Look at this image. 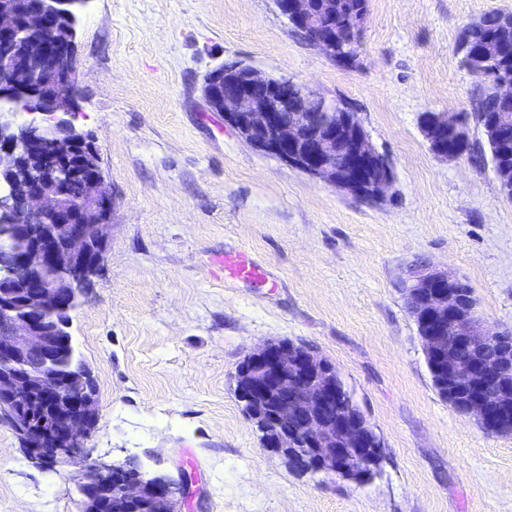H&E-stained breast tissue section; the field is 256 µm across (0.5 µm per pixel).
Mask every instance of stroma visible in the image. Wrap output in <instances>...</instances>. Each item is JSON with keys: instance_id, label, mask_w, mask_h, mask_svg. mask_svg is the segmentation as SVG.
<instances>
[{"instance_id": "obj_1", "label": "stroma", "mask_w": 512, "mask_h": 512, "mask_svg": "<svg viewBox=\"0 0 512 512\" xmlns=\"http://www.w3.org/2000/svg\"><path fill=\"white\" fill-rule=\"evenodd\" d=\"M512 0H368L354 66L316 49L273 0H88L76 123L95 137L112 208L102 259L71 314L94 379L93 456L188 479L180 512H512V434L435 389L405 287L441 268L472 286L488 332L512 331V203L481 128L436 157L428 112L472 111L459 37ZM244 61L341 102L394 169L372 203L242 141L203 95ZM242 252L264 281L223 279ZM315 348L341 373L385 459L364 486L288 469L235 394L268 341ZM81 466L27 458L0 423V512H80Z\"/></svg>"}]
</instances>
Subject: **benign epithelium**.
Wrapping results in <instances>:
<instances>
[{
    "instance_id": "7a95c632",
    "label": "benign epithelium",
    "mask_w": 512,
    "mask_h": 512,
    "mask_svg": "<svg viewBox=\"0 0 512 512\" xmlns=\"http://www.w3.org/2000/svg\"><path fill=\"white\" fill-rule=\"evenodd\" d=\"M273 2L332 60L342 43L362 34L361 17L336 26L324 22L311 0ZM85 6L86 0H32L22 8L18 0H0V101L12 116L0 120V168H13L0 192V267L19 276L17 286L0 287V421L15 431L34 464H82L80 494L87 500L109 490L104 512H135L137 506L175 512L189 481L132 476L122 461L91 457L85 441L98 414L96 392L71 395L66 375L54 366L56 355L76 352L72 336L59 335L48 319L62 306L80 304L99 263L111 207L94 138L73 122L75 43L68 35L41 40L62 14L77 24ZM491 93L512 101V81L494 82ZM203 94L254 148L361 199H384L391 168L344 104L251 65L223 71L219 82L205 79ZM429 132L440 158L461 155L448 149V138L468 141L460 121L439 114ZM75 186L81 188L77 199ZM407 293L423 327L425 354L448 376V394L470 381L457 411L485 430L512 421V388L488 395L484 385L512 371V335L488 332L476 308L463 307L473 290L445 271L414 275ZM467 342L499 346L500 359L476 365L474 381L458 362ZM236 386L262 447L292 467L339 476L383 453L362 413L337 411L343 389L336 367L310 348L266 343L239 364Z\"/></svg>"
}]
</instances>
